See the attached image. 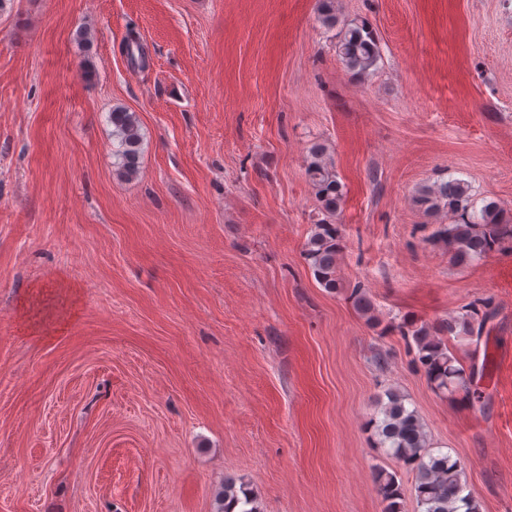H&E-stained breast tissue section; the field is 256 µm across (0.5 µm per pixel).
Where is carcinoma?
<instances>
[{"label":"carcinoma","instance_id":"obj_1","mask_svg":"<svg viewBox=\"0 0 512 512\" xmlns=\"http://www.w3.org/2000/svg\"><path fill=\"white\" fill-rule=\"evenodd\" d=\"M319 18L331 29L340 24L335 0H320ZM342 25V24H340ZM337 55L346 70L356 77L370 75L381 59L380 46L366 23H346L337 42ZM110 120L120 138L122 162L118 175L126 180L139 173L141 135L134 113L121 107L112 109ZM306 175L325 218L310 229L304 244V258L318 283L329 292L343 287L338 276V260L343 239L336 216L345 197V185L328 159V150L314 144L309 151ZM414 204L433 217L448 214L450 223L440 225L437 237L448 247L458 263H467L497 250L512 241V222L505 219L495 201L473 209L471 187L463 180H450L423 186L413 197ZM349 298L354 307L371 323L378 322L374 306L365 288H352ZM493 317L488 303H472L461 316L434 323L404 321L389 324L414 352L413 362L423 372L427 382L437 392H463L466 404L477 402L481 394L470 390L471 375L448 350L447 337L454 335L481 338L484 325ZM367 428L377 438V445L397 464L389 471L382 466L374 469L377 493L384 512H402L403 488L399 471L414 477V491L423 512H480V506L463 480L460 461L448 454L435 453L424 424L416 411L406 404V398L396 389H388L379 399L378 416L372 417ZM216 512H260L257 496L245 484L231 477L224 478Z\"/></svg>","mask_w":512,"mask_h":512}]
</instances>
